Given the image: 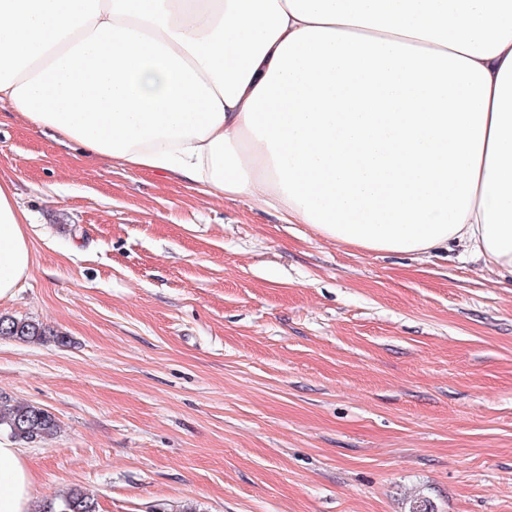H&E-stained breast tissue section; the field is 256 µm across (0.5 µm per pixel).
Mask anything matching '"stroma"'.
Masks as SVG:
<instances>
[{"label":"stroma","mask_w":512,"mask_h":512,"mask_svg":"<svg viewBox=\"0 0 512 512\" xmlns=\"http://www.w3.org/2000/svg\"><path fill=\"white\" fill-rule=\"evenodd\" d=\"M33 265L0 316L30 510L512 512V280L461 251L368 253L244 199L91 159L0 107ZM0 336L25 343H46L50 341L60 345L67 343L65 336L59 335L50 328H46L39 323L10 316H0ZM55 417L45 408L28 403L0 405V431L25 444L40 443L57 432ZM44 512H100V505L95 495L75 486L61 498L50 500Z\"/></svg>","instance_id":"1"}]
</instances>
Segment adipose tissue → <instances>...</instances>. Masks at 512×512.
<instances>
[{"instance_id": "ef3b65f1", "label": "adipose tissue", "mask_w": 512, "mask_h": 512, "mask_svg": "<svg viewBox=\"0 0 512 512\" xmlns=\"http://www.w3.org/2000/svg\"><path fill=\"white\" fill-rule=\"evenodd\" d=\"M365 252L512 275V0H0V104ZM0 181V300L31 271ZM0 437V512H28Z\"/></svg>"}]
</instances>
